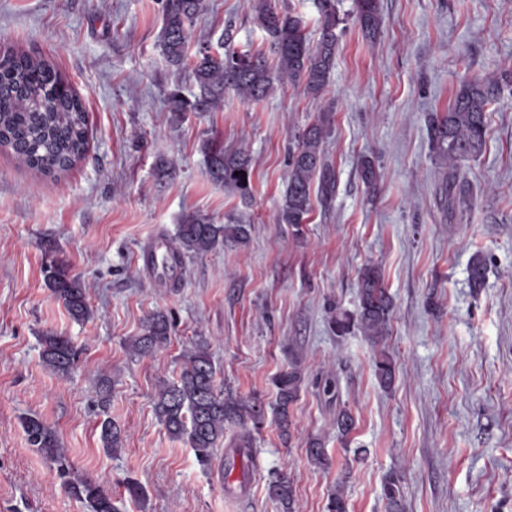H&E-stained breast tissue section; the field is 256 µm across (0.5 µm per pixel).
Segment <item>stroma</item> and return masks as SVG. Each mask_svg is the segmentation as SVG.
<instances>
[{
  "label": "stroma",
  "mask_w": 512,
  "mask_h": 512,
  "mask_svg": "<svg viewBox=\"0 0 512 512\" xmlns=\"http://www.w3.org/2000/svg\"><path fill=\"white\" fill-rule=\"evenodd\" d=\"M256 4L204 0L188 55L225 37L237 50L269 52ZM381 10L377 39L352 22L339 31L321 97L277 86L248 101L228 90L214 111L177 115L169 92L188 96L195 85L190 68L165 59L161 0H0V53L52 63L83 99L88 123L84 158L56 178L0 150V512H86L28 444L20 424L28 414L57 431L73 467L121 512H281L266 493L275 472L290 479L297 512H326L340 477L350 512H386L382 485L392 471L403 477L405 512H512V93L490 108L484 150L463 165L475 192L468 221L447 213L428 123L461 81L512 70V0H381ZM325 110L324 160L336 190L314 201L297 237L278 221L288 153ZM207 139L251 155L250 199L211 180ZM161 159L175 166L163 180L154 173ZM367 161L380 174L372 194L360 179ZM193 213L249 225L248 242L186 256L173 279L146 267L149 247ZM50 250L86 284L87 323L46 287ZM477 253L488 272L476 291L468 266ZM369 263L394 303L388 390L372 346L358 332L337 336L327 314L332 304L357 310L358 272ZM156 310L174 320L168 345L132 356L127 339ZM46 331L79 350L72 375L43 364ZM193 336L208 342L226 387L268 404L290 357L303 363L292 442L283 445L266 418L243 496L229 491L240 469L224 478L203 467L153 411L158 381L177 379ZM102 376L111 382L105 400ZM327 377L336 397L319 386ZM340 406L356 421L344 440L334 425ZM106 417L123 432L114 455L100 441ZM312 437L330 470L309 461ZM130 478L146 503L129 498Z\"/></svg>",
  "instance_id": "35a3bbf8"
}]
</instances>
